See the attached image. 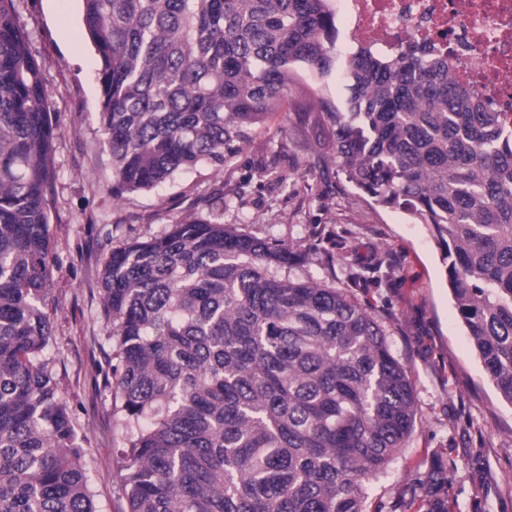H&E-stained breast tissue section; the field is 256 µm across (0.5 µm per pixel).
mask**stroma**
I'll use <instances>...</instances> for the list:
<instances>
[{
	"instance_id": "stroma-1",
	"label": "stroma",
	"mask_w": 512,
	"mask_h": 512,
	"mask_svg": "<svg viewBox=\"0 0 512 512\" xmlns=\"http://www.w3.org/2000/svg\"><path fill=\"white\" fill-rule=\"evenodd\" d=\"M15 6L57 128L49 224L54 369L101 512L124 506L112 456L123 430L104 387L102 261L112 246L160 235L199 212L300 251L290 276L347 291L386 327L414 388L416 421L387 474L370 479L367 512L381 504L419 512L420 490L436 476L448 483L451 512H512V405L499 398L465 334L439 247L424 225L347 183L329 141L304 130L299 97L287 98L243 151L226 158L223 171L200 166L117 200L98 120V58L81 0ZM201 196L209 209H199Z\"/></svg>"
}]
</instances>
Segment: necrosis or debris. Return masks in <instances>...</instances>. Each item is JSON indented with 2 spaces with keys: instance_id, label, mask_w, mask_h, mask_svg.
Instances as JSON below:
<instances>
[{
  "instance_id": "obj_1",
  "label": "necrosis or debris",
  "mask_w": 512,
  "mask_h": 512,
  "mask_svg": "<svg viewBox=\"0 0 512 512\" xmlns=\"http://www.w3.org/2000/svg\"><path fill=\"white\" fill-rule=\"evenodd\" d=\"M334 12L349 45L429 47L475 98L512 113V0H336Z\"/></svg>"
}]
</instances>
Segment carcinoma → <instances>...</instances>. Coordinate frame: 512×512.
<instances>
[{
  "label": "carcinoma",
  "instance_id": "obj_1",
  "mask_svg": "<svg viewBox=\"0 0 512 512\" xmlns=\"http://www.w3.org/2000/svg\"><path fill=\"white\" fill-rule=\"evenodd\" d=\"M15 0H0V512H100L53 370L55 128ZM112 195L220 172L293 93L336 69L330 0H82ZM313 123L375 204L424 224L470 343L512 405V113L424 46L344 58ZM292 248L187 217L111 249L105 363L124 512H366L415 425L386 330L345 291L281 274ZM444 482L424 498L450 512Z\"/></svg>",
  "mask_w": 512,
  "mask_h": 512
}]
</instances>
